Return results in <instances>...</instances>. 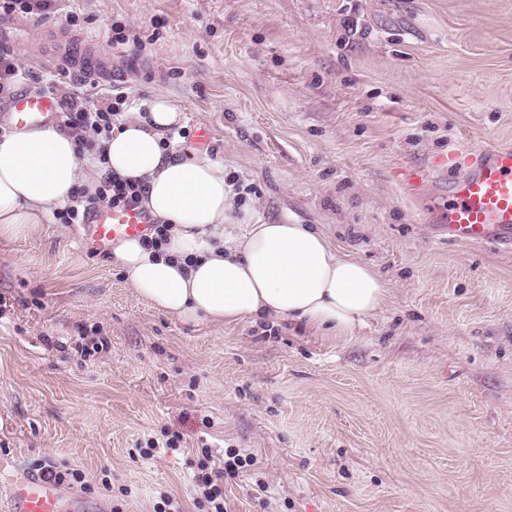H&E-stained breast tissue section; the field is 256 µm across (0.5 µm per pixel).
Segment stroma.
<instances>
[{"label": "stroma", "mask_w": 512, "mask_h": 512, "mask_svg": "<svg viewBox=\"0 0 512 512\" xmlns=\"http://www.w3.org/2000/svg\"><path fill=\"white\" fill-rule=\"evenodd\" d=\"M38 31L111 55L124 111L168 97L174 146L251 187L239 223L310 225L389 298L337 341L187 325L83 225L0 238V503L50 458L84 471L86 512H199L204 439L254 458L227 512H512V252L449 241L457 172L433 165L512 146V0H52ZM173 432L183 451L141 458Z\"/></svg>", "instance_id": "obj_1"}]
</instances>
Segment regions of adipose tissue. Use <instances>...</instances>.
<instances>
[{"mask_svg":"<svg viewBox=\"0 0 512 512\" xmlns=\"http://www.w3.org/2000/svg\"><path fill=\"white\" fill-rule=\"evenodd\" d=\"M181 119L155 96L92 152L51 125L0 132V236L48 221L73 188L95 193L113 172L145 184L143 207L172 227L162 252L136 238L112 252L135 292L168 316L220 327L270 318L336 340L385 306L380 274L308 225L237 223L223 166L164 148Z\"/></svg>","mask_w":512,"mask_h":512,"instance_id":"obj_1","label":"adipose tissue"}]
</instances>
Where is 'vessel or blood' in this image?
Segmentation results:
<instances>
[{"mask_svg": "<svg viewBox=\"0 0 512 512\" xmlns=\"http://www.w3.org/2000/svg\"><path fill=\"white\" fill-rule=\"evenodd\" d=\"M72 39L59 40L55 50L40 55L49 68L71 63L85 74L108 79L112 61L92 48L73 53ZM8 119L21 130L56 123L60 112L56 99L46 93L18 95ZM466 170L448 185L449 240L462 243H495L512 248V147L498 143L466 153ZM86 233L99 252H109L124 239L140 237L150 229L149 215L140 208H93ZM63 494L56 483L31 477L12 486L10 512H58Z\"/></svg>", "mask_w": 512, "mask_h": 512, "instance_id": "obj_1", "label": "vessel or blood"}]
</instances>
